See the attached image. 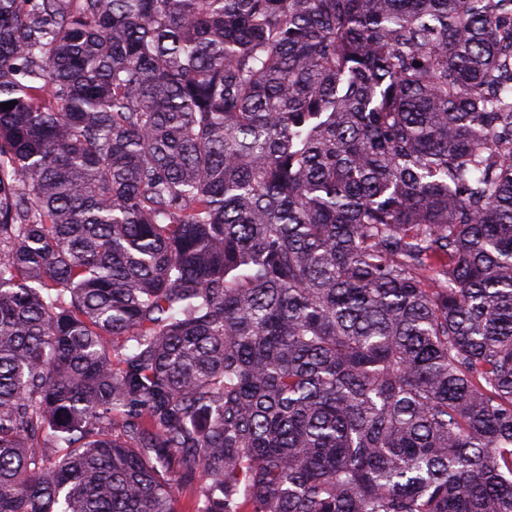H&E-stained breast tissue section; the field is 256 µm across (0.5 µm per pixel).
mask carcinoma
<instances>
[{"label":"carcinoma","mask_w":512,"mask_h":512,"mask_svg":"<svg viewBox=\"0 0 512 512\" xmlns=\"http://www.w3.org/2000/svg\"><path fill=\"white\" fill-rule=\"evenodd\" d=\"M174 464L512 512V0H0V512Z\"/></svg>","instance_id":"obj_1"}]
</instances>
